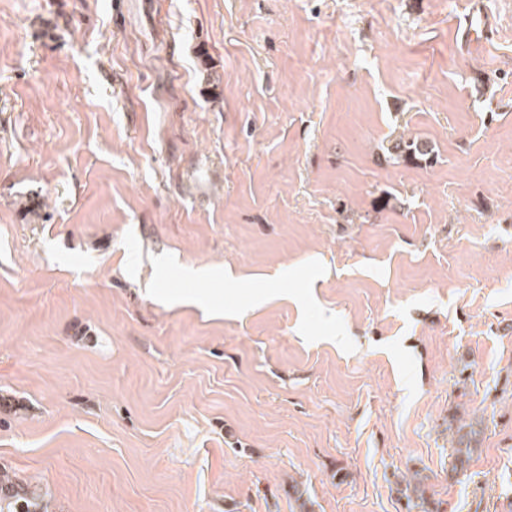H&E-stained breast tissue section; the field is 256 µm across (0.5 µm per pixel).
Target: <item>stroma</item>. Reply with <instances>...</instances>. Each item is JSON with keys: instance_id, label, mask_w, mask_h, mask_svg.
<instances>
[{"instance_id": "1", "label": "stroma", "mask_w": 512, "mask_h": 512, "mask_svg": "<svg viewBox=\"0 0 512 512\" xmlns=\"http://www.w3.org/2000/svg\"><path fill=\"white\" fill-rule=\"evenodd\" d=\"M0 469L512 512V0H0ZM473 19L475 21L474 27H473ZM492 26V20L489 16V14L480 7H473L470 19H469V26L464 32V36L466 37V42L469 45H472L473 43H479L483 41L484 35L488 32V30ZM480 32V36H479ZM481 429H475L473 423L460 424L456 431V448H454L455 464L452 467V472L458 473L463 471L471 454L474 452L475 444L477 443V436L481 434Z\"/></svg>"}]
</instances>
